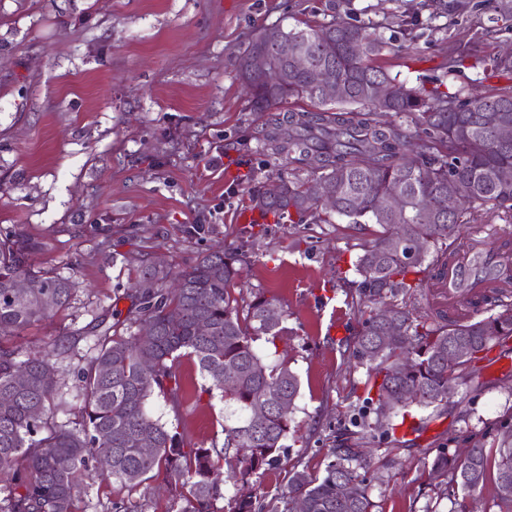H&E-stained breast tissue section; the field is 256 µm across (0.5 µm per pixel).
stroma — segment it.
<instances>
[{
  "label": "stroma",
  "instance_id": "35a3bbf8",
  "mask_svg": "<svg viewBox=\"0 0 512 512\" xmlns=\"http://www.w3.org/2000/svg\"><path fill=\"white\" fill-rule=\"evenodd\" d=\"M335 18L381 36L387 47L378 64L408 86L434 75L450 93L477 78L512 86V77L492 70L444 74L458 44H478L489 59L512 48V14L496 10L495 0H0V228L19 226L39 242L32 267L78 282L68 309L16 342L64 341L59 376L73 383L101 329L125 334L145 268L237 250L245 256L233 290L239 306L259 293L274 299L287 329L277 344L257 347L268 363L287 361L301 384L285 455L254 486L261 512H286L293 473L322 474L342 449L367 461L360 474L374 512H500L494 483L448 498L428 464L512 406V341L493 347L447 403L413 409L414 435L361 437L349 415L366 396L367 374L352 356L361 323L347 284L376 225L286 221L255 227L250 239L240 234L249 194L227 177L228 164L259 187L312 174L262 151L267 115L253 111L237 59L261 26ZM508 237L512 223L483 209L461 241L487 249ZM179 379L180 409L159 396L150 409L210 444L224 404L203 393L194 361H183ZM167 499L159 478L134 493L117 482L94 485L78 506L164 512Z\"/></svg>",
  "mask_w": 512,
  "mask_h": 512
}]
</instances>
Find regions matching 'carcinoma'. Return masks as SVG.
Listing matches in <instances>:
<instances>
[{
  "label": "carcinoma",
  "mask_w": 512,
  "mask_h": 512,
  "mask_svg": "<svg viewBox=\"0 0 512 512\" xmlns=\"http://www.w3.org/2000/svg\"><path fill=\"white\" fill-rule=\"evenodd\" d=\"M385 46L366 27L343 20L291 29L263 26L237 62L254 110L270 113L263 148L314 174L309 182L282 180L283 191L275 196L257 191L253 203L261 218L271 214L279 224L296 216L300 223L329 224L337 216L379 226L355 262L360 281L351 298L363 318L354 357L366 367V384L376 397L352 407L350 422L383 438L393 431L392 416L448 401V384H464L474 370L473 353L512 337L505 288L494 289V298L470 294L473 312L489 303L495 309L482 318L467 312L450 316L419 301L423 276L443 274L453 256L448 241L460 237L468 212L490 203L496 217L512 221V176L502 177L503 170H512V143H500L492 123L512 124V87L476 95L464 86L453 94L425 84L408 88L386 68L369 63ZM258 50L270 58L265 75L248 68ZM295 53L341 84L342 93L325 98L306 72L287 63ZM466 61L473 69L486 63L476 46L461 44L448 56V74ZM303 96L315 110L274 112ZM411 124L423 129L416 142L407 131ZM319 186L334 193V204L318 199ZM394 190L404 194L406 210L391 214L377 208L376 200ZM450 195L459 201L452 212L444 206ZM38 246L18 228L0 229V474L12 482L0 512H78L80 490L113 479L133 491L157 472L164 473L171 490L167 512H219L216 502L223 493L213 475L221 460L236 459L232 480L242 488L278 464L300 380L287 360L268 364L255 346L261 339L274 344L285 331L282 320H267L272 301L259 295L240 314L231 287L240 276L242 254L214 251L178 272L144 271L130 319L136 331L97 337L75 372L77 414L60 422L57 414L71 410L55 379L62 347L26 350L4 340V334L17 336L70 305L73 277L29 265ZM471 270L483 281H512L482 252L473 257ZM173 278L176 288L170 285ZM372 304L391 307L392 322L385 324ZM455 347L466 356L451 357ZM185 359L198 366L204 391L224 401L220 445L192 443L148 408L158 395L178 410L177 371ZM226 370L238 374L233 387L224 386ZM490 431L475 440L468 457L443 449L428 466L448 496L460 489L474 492L493 478L497 498L512 512V434ZM102 448L110 449L103 461ZM360 466L362 460L347 452L328 460L320 476L296 472L289 500L301 497L303 512H372ZM347 484L353 487L349 496L343 492Z\"/></svg>",
  "instance_id": "cac0c4a2"
}]
</instances>
